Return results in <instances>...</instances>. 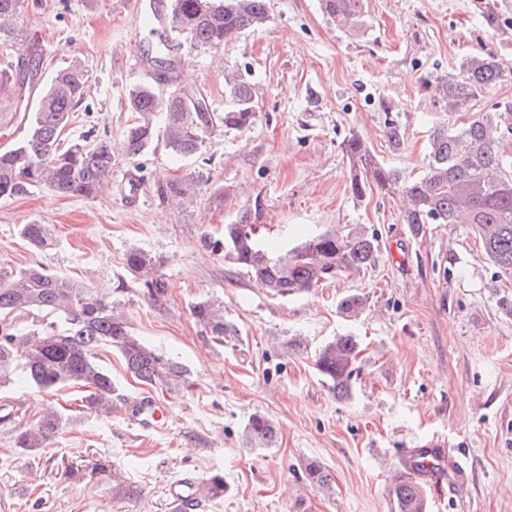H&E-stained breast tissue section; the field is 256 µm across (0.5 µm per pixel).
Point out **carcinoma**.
I'll list each match as a JSON object with an SVG mask.
<instances>
[{"label": "carcinoma", "instance_id": "obj_1", "mask_svg": "<svg viewBox=\"0 0 512 512\" xmlns=\"http://www.w3.org/2000/svg\"><path fill=\"white\" fill-rule=\"evenodd\" d=\"M23 0H0V34L11 32L21 16ZM323 12L339 28L364 25L365 0H322ZM266 0H172L170 30L143 26L158 36L162 52L167 32L184 36L191 47L220 52L240 35L266 24ZM175 80L163 72L153 83L131 87L130 112L123 152L134 158L161 139L173 153L189 157L198 152L213 127L205 99L195 89L180 86L163 95L157 84ZM512 80V68L490 52L466 56L457 70L423 80L429 103L446 115L430 133V151L422 174L405 178L382 164L355 132L341 142L353 198L366 194L370 184L399 200L402 222L419 237L430 224H468L478 237L494 276L512 279V156L503 147L512 135V102L492 105L477 112L465 126L449 125L448 117L473 102L488 97L499 85ZM89 76L70 65L57 71L41 91L27 83L26 74L0 71V96L14 99L19 111L29 113L25 135L13 146L0 150V199L26 196L35 190L61 195L92 196L104 186L112 170V143L65 144L64 130L84 98ZM224 91L230 105L224 111V130L250 128L256 117L250 84L238 72L225 75ZM157 112L165 113L163 132L154 125ZM165 195L177 205L193 203L195 184L189 180L169 183ZM20 236L36 248L47 245L50 229L44 224H22ZM224 259L259 281L274 296L304 292L338 276L375 267L379 258L378 236L362 224L308 235L297 245L278 249L260 241L247 217L224 225ZM127 270L142 282L150 299L164 300L166 282L160 261L132 248L125 254ZM359 293L343 296L339 313L349 319L366 309ZM118 302L45 268L29 267L0 273V388L27 384L42 390L79 385L86 395L81 407L88 413L112 408L117 387L112 374L100 362L98 351L115 348L127 371L143 385L169 388L186 382L188 370L133 334L130 323L116 311ZM36 313L27 330L19 329L13 316ZM190 315L202 335L217 345L238 336L234 322L224 317V307L205 297L190 304ZM359 354L356 337L346 334L324 344L316 369L338 399L352 394L354 364ZM61 426V416L46 415L13 427L14 445L24 451L46 446ZM248 443L268 448L276 442L277 428L260 413L249 416L245 427ZM202 494L224 495V477L216 474L202 481ZM391 512H427L424 485L416 477L394 482L390 489Z\"/></svg>", "mask_w": 512, "mask_h": 512}]
</instances>
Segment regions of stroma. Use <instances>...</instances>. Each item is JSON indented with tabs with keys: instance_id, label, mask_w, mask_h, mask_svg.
Instances as JSON below:
<instances>
[{
	"instance_id": "35a3bbf8",
	"label": "stroma",
	"mask_w": 512,
	"mask_h": 512,
	"mask_svg": "<svg viewBox=\"0 0 512 512\" xmlns=\"http://www.w3.org/2000/svg\"><path fill=\"white\" fill-rule=\"evenodd\" d=\"M267 3L268 22L221 55L186 45L165 54L173 75L188 78L218 118L227 105L224 73L241 72L252 87L254 124L228 133L218 122L190 157L161 147L130 158L121 150L126 94L159 71L140 17L150 0H25L0 71L27 68L18 49L31 42L43 50L37 85L78 63L90 88L65 139L111 141L114 159L98 196L38 190L0 200V271L38 264L112 294L134 335L189 375L152 392L166 410L155 430L125 416V400L147 390L113 348L100 352L118 386L111 414L86 413L77 387L0 389V401L22 404L23 422L48 404L63 418L46 448L24 454L0 427V512H176L170 482L216 473L226 490L205 512H390L402 452L436 436L461 478L445 499L429 496L428 512H512V314L499 305L512 281L494 278L467 226L432 224L415 238L396 199L372 190L354 200L340 148L357 132L382 163L418 175L434 121L422 78L454 71L479 51L512 67V0H366V23L356 31L337 28L320 0ZM489 5L502 35L486 28ZM382 97L400 126L397 153L385 137ZM183 178L198 194L180 209L163 192ZM245 212L288 247L336 224L365 225L378 236L379 261L273 296L216 246ZM32 222L51 231L44 248L19 235ZM132 248L160 260L163 302L127 271ZM349 293L367 298L352 321L337 309ZM200 297L223 302L240 330L235 340L219 346L200 334L189 312ZM344 334L356 336L361 353L353 395L339 400L315 354ZM254 413L276 424L272 447H246ZM312 461L329 474V488L308 479Z\"/></svg>"
}]
</instances>
